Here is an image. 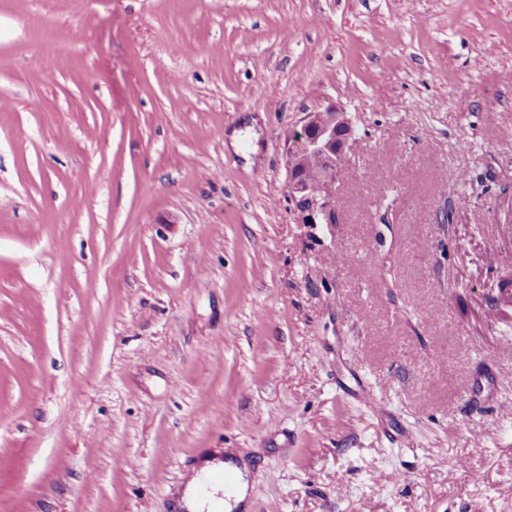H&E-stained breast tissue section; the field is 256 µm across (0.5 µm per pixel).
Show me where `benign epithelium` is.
Masks as SVG:
<instances>
[{
    "instance_id": "7a95c632",
    "label": "benign epithelium",
    "mask_w": 512,
    "mask_h": 512,
    "mask_svg": "<svg viewBox=\"0 0 512 512\" xmlns=\"http://www.w3.org/2000/svg\"><path fill=\"white\" fill-rule=\"evenodd\" d=\"M353 136L334 105L307 112L285 142L288 195L304 224L336 223V173Z\"/></svg>"
}]
</instances>
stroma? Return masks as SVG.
<instances>
[{"label":"stroma","instance_id":"stroma-1","mask_svg":"<svg viewBox=\"0 0 512 512\" xmlns=\"http://www.w3.org/2000/svg\"><path fill=\"white\" fill-rule=\"evenodd\" d=\"M227 448L250 512H512V0H0V512ZM288 136L287 187L295 211L303 224L335 223L336 173L352 139V125L344 112L329 105L306 112Z\"/></svg>","mask_w":512,"mask_h":512}]
</instances>
